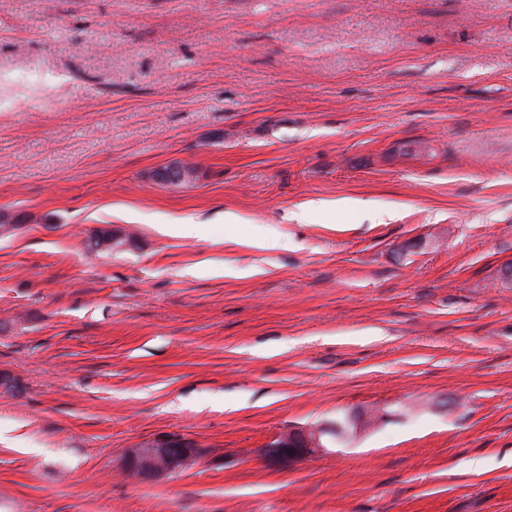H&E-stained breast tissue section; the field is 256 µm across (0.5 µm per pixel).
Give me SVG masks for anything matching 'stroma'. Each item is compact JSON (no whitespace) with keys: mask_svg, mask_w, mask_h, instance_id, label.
<instances>
[{"mask_svg":"<svg viewBox=\"0 0 512 512\" xmlns=\"http://www.w3.org/2000/svg\"><path fill=\"white\" fill-rule=\"evenodd\" d=\"M1 208L0 512H512V0H0ZM328 429L329 425H320L280 433L268 444L265 457L271 464L282 467L315 457L322 451V438ZM200 449L179 436L144 441L125 454L126 466L142 481L180 471L198 461Z\"/></svg>","mask_w":512,"mask_h":512,"instance_id":"35a3bbf8","label":"stroma"}]
</instances>
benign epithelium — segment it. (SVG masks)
Here are the masks:
<instances>
[{
  "instance_id": "obj_1",
  "label": "benign epithelium",
  "mask_w": 512,
  "mask_h": 512,
  "mask_svg": "<svg viewBox=\"0 0 512 512\" xmlns=\"http://www.w3.org/2000/svg\"><path fill=\"white\" fill-rule=\"evenodd\" d=\"M158 177L177 183H189L195 171L184 164L161 168ZM329 426H308L283 432L268 444L265 457L273 464L289 467L307 458L317 456L323 448L322 438ZM200 449L179 436H165L144 441L127 450L126 466L142 481L180 471L198 461Z\"/></svg>"
}]
</instances>
